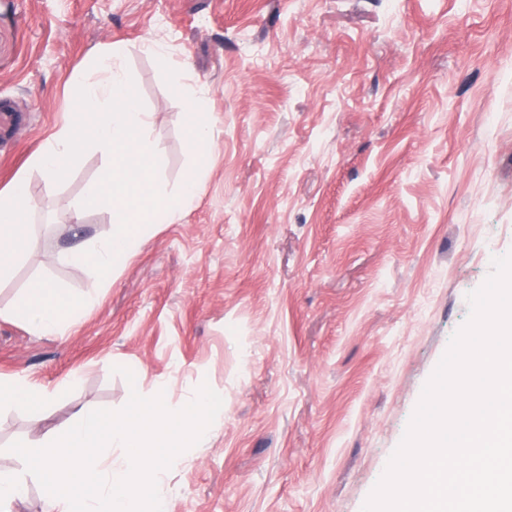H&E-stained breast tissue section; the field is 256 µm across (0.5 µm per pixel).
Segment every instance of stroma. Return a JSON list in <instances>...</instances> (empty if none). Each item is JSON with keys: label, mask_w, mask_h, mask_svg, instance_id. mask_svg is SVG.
Instances as JSON below:
<instances>
[{"label": "stroma", "mask_w": 512, "mask_h": 512, "mask_svg": "<svg viewBox=\"0 0 512 512\" xmlns=\"http://www.w3.org/2000/svg\"><path fill=\"white\" fill-rule=\"evenodd\" d=\"M115 43L161 187L196 165L189 94L217 149L194 207L95 280L59 251L109 237L111 210L77 229L61 214L108 161L87 149L52 185L28 160ZM9 118L0 191L24 177L39 208L0 281V378L54 398L0 406V471L77 408L123 407L124 366L170 409L204 383L223 400L171 468L167 512H361L467 294L512 252V0H0ZM38 280L96 303L37 335L12 309Z\"/></svg>", "instance_id": "35a3bbf8"}]
</instances>
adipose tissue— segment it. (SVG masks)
<instances>
[{
    "mask_svg": "<svg viewBox=\"0 0 512 512\" xmlns=\"http://www.w3.org/2000/svg\"><path fill=\"white\" fill-rule=\"evenodd\" d=\"M35 209L24 179H16L10 191L0 193V280L12 274L30 242L25 226L14 223L13 217L18 211L31 213ZM91 302V297H74L63 289L38 282L17 304L15 314L37 334L57 336L74 325ZM50 398L48 390L36 388L24 378H0V405L27 412L45 406Z\"/></svg>",
    "mask_w": 512,
    "mask_h": 512,
    "instance_id": "1",
    "label": "adipose tissue"
}]
</instances>
